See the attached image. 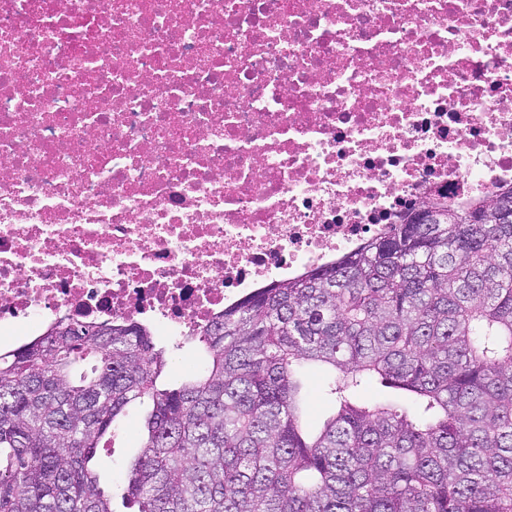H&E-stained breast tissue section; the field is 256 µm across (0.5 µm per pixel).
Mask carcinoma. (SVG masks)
Masks as SVG:
<instances>
[{
	"label": "carcinoma",
	"mask_w": 512,
	"mask_h": 512,
	"mask_svg": "<svg viewBox=\"0 0 512 512\" xmlns=\"http://www.w3.org/2000/svg\"><path fill=\"white\" fill-rule=\"evenodd\" d=\"M496 197L411 211L224 309L176 385L131 318L0 353V512H113L93 459L145 399L138 512H512V186ZM308 365L331 369L315 434ZM372 384L385 399L361 397Z\"/></svg>",
	"instance_id": "obj_1"
}]
</instances>
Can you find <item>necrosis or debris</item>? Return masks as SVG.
<instances>
[{"label":"necrosis or debris","instance_id":"obj_1","mask_svg":"<svg viewBox=\"0 0 512 512\" xmlns=\"http://www.w3.org/2000/svg\"><path fill=\"white\" fill-rule=\"evenodd\" d=\"M512 185V0H0V337L198 333Z\"/></svg>","mask_w":512,"mask_h":512}]
</instances>
